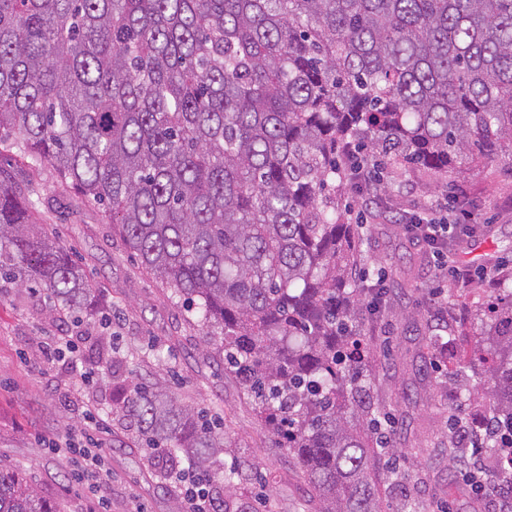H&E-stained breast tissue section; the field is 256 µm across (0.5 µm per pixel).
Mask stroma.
<instances>
[{
  "label": "stroma",
  "instance_id": "1",
  "mask_svg": "<svg viewBox=\"0 0 512 512\" xmlns=\"http://www.w3.org/2000/svg\"><path fill=\"white\" fill-rule=\"evenodd\" d=\"M0 169L34 202L37 222L80 257L96 290L90 319L64 326L48 317L46 293L0 289V465L26 473L41 496L59 504L62 512H95L103 496L111 500L112 512H180L181 497L169 471L151 450L138 446L134 428L112 409L113 374L134 381L161 378L179 402L206 408L224 421L231 446L214 458L212 467L238 470L230 497L239 512H318L320 504L296 459L277 446L242 386L225 375L214 342L182 301L113 236L100 211L61 184L50 167L20 157L17 149L0 151ZM452 186L465 188L460 206L474 208L482 226L471 239L479 247L478 258L465 250L457 254L470 267L474 285L511 274L512 166L506 161L463 164L444 179L409 170L368 209L355 189L346 188L342 196L352 206L349 222L369 226L361 245L366 258L381 260L392 273L410 257L419 261L415 290L392 289L389 314L366 324L372 396L391 421L402 474L399 485L382 488L383 512H499L505 497L498 482L486 481L479 492L464 477L473 467L491 470L490 451L449 466L448 420L458 407L452 390L434 385L444 369L423 357V337L444 328L458 330L461 310L448 307L444 294L461 292L463 285L437 277L435 256L415 254L393 222L396 213L424 210ZM104 334L114 338L108 363L98 360L94 348L97 336ZM54 336L73 340L75 359L43 360L41 347ZM477 351L475 337H460L453 366L478 399L489 381ZM88 409L112 420L106 439L112 479L81 485L73 480L66 458L50 445L64 438Z\"/></svg>",
  "mask_w": 512,
  "mask_h": 512
}]
</instances>
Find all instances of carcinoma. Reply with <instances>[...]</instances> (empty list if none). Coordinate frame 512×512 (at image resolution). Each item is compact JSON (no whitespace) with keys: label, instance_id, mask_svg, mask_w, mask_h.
I'll return each instance as SVG.
<instances>
[{"label":"carcinoma","instance_id":"obj_1","mask_svg":"<svg viewBox=\"0 0 512 512\" xmlns=\"http://www.w3.org/2000/svg\"><path fill=\"white\" fill-rule=\"evenodd\" d=\"M97 206L219 338L224 373L320 512H381L395 473L365 374L364 230L338 193L368 157L434 177L512 160V0H0V146ZM0 172V283L87 314L75 254ZM494 387L467 441L512 439V283L476 310ZM456 337L427 338L448 357ZM147 448L210 472L221 423L166 384H112ZM0 512H61L0 466Z\"/></svg>","mask_w":512,"mask_h":512}]
</instances>
